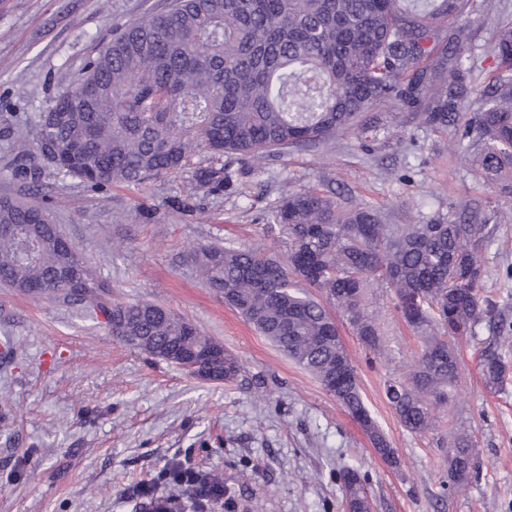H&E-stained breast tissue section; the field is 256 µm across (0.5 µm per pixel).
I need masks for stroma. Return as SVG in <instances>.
<instances>
[{
    "instance_id": "35a3bbf8",
    "label": "stroma",
    "mask_w": 512,
    "mask_h": 512,
    "mask_svg": "<svg viewBox=\"0 0 512 512\" xmlns=\"http://www.w3.org/2000/svg\"><path fill=\"white\" fill-rule=\"evenodd\" d=\"M171 0H0V197L27 198L20 139L98 48L123 25L166 10ZM470 14L478 87L495 76L493 35L512 19ZM366 129L331 147L254 164L229 157L235 192H210L195 177L211 162L200 151L183 172L138 186L90 187L41 166L44 203L89 266L112 285L116 302L146 301L191 321L243 365L231 383L197 379L126 345L96 320L0 285V512H135L127 492L180 461L218 474L238 490V512H343L336 478L362 467L375 512H512V337L487 324L456 339L460 377L431 428L406 431L385 395L407 378L421 348L395 308L392 288L370 279L365 306L379 329L378 350L335 314L339 338L357 367L364 400L398 458L389 464L319 381L278 351L198 276L187 247L231 242L285 255L288 240L266 234L267 212L287 189L332 188L343 207L366 206L389 224L447 221L463 203H492L501 219L480 244L484 294L512 325V195L476 177L458 158L453 130H438L393 107L372 109ZM507 363L500 391L488 390L479 349ZM468 435L476 468L447 485L452 433Z\"/></svg>"
}]
</instances>
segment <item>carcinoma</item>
Returning <instances> with one entry per match:
<instances>
[{"mask_svg": "<svg viewBox=\"0 0 512 512\" xmlns=\"http://www.w3.org/2000/svg\"><path fill=\"white\" fill-rule=\"evenodd\" d=\"M470 0H174L169 9L127 25L65 85L40 116L35 148L59 172L92 187L139 185L178 173L204 149L211 158L260 162L274 153L328 142L384 103L436 129L454 128L459 158L482 178L512 189V26L495 31V80L472 84L467 55ZM472 111L466 123L462 114ZM202 186L229 188L235 173L201 167ZM269 230L287 235L288 253L269 257L229 244L189 247L208 287L224 295L280 352L318 379L357 421L375 448L394 449L366 407L357 368L329 312L347 315L376 347L364 308L365 284L393 288L399 316L422 337L415 369L386 394L401 426L421 433L431 400L445 402L459 375L448 340L488 323L509 335L496 303L480 294L484 270L475 249L495 226L473 218L446 224H384L370 208L344 209L321 189H290L271 210ZM0 284L65 306H80L125 344L164 361L206 357L193 375L232 382L242 364L189 321L157 304L113 302L109 284L55 223L51 208L0 199ZM486 386L503 385L506 363L486 346L478 355ZM450 465L475 469L472 442L458 437ZM344 512L374 508L366 475L336 473ZM186 486L195 512L231 491L216 475L169 464L159 482Z\"/></svg>", "mask_w": 512, "mask_h": 512, "instance_id": "carcinoma-1", "label": "carcinoma"}]
</instances>
